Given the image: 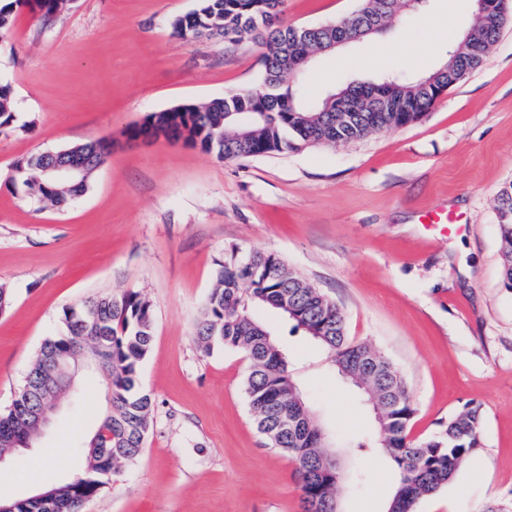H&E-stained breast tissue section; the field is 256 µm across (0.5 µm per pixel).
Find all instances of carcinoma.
Returning <instances> with one entry per match:
<instances>
[{
	"label": "carcinoma",
	"instance_id": "1",
	"mask_svg": "<svg viewBox=\"0 0 512 512\" xmlns=\"http://www.w3.org/2000/svg\"><path fill=\"white\" fill-rule=\"evenodd\" d=\"M408 0H360L350 18L334 27L304 34L282 23V0H198L194 19L176 18L174 33L183 38L222 37L228 43L251 38L263 46V69L255 89L265 92L285 79H303L307 65L295 67L303 40L325 42L345 33H355L372 20L388 28ZM62 0H9L0 5V33L10 28L12 16L22 5L44 17L60 9ZM505 22L492 21L474 13L461 43L448 60L426 78L457 83L484 63L497 42ZM421 79L383 77L385 93L392 103H425L419 88ZM355 111L343 126L330 94L308 105L291 88L282 87L268 103L265 117L253 118L251 101L228 94L200 105H180L153 112L147 121L173 125L185 143L219 159H240L301 149L306 143L335 145L364 138L403 123L419 120L421 112H371L364 107L367 84L346 87ZM15 121L11 88L0 82V130ZM246 131L248 135L241 137ZM92 141L74 145L71 154L94 158L77 186H44L42 169L51 160L47 153L31 155L15 165V179L40 202L64 207L88 189L98 165L106 154L94 152ZM496 211L501 239V284L512 290V183L497 198ZM254 306H265L304 332L323 348L337 373L354 386L373 407L376 431L369 439L354 440L357 448H379L391 464L396 479L387 512H415L418 501L447 486L464 461L481 447L482 409L469 405L448 418L441 429L414 442L408 428L415 412L405 382L389 358L369 341L347 335L340 307L320 289L308 284L300 274L276 254L261 250L244 256L231 255L216 274L196 318L194 340L209 354L224 348L244 355L249 361L245 394L257 430L269 444L297 463V479L303 512H338L337 486L340 475L329 464L327 436L312 419L299 387L292 377L288 359L270 329L255 320ZM65 332L46 339L33 367L11 407L0 412V453L7 450L12 436L25 431L36 433L28 415L49 404L58 394L55 384L44 379L55 374L57 365L83 361L72 348L74 340L89 336L88 355L106 366L109 410L91 419L87 440L74 448L83 460L79 479L60 485L54 502L46 507L25 499L0 501L17 506L16 512H74L81 498L94 496L108 482L109 472L134 462L140 455L153 420V401L139 385L138 369L147 357L154 335L152 306L140 293L98 296L77 308L64 310ZM107 449L105 454L89 453L92 443Z\"/></svg>",
	"mask_w": 512,
	"mask_h": 512
}]
</instances>
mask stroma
<instances>
[{
    "label": "stroma",
    "instance_id": "1",
    "mask_svg": "<svg viewBox=\"0 0 512 512\" xmlns=\"http://www.w3.org/2000/svg\"><path fill=\"white\" fill-rule=\"evenodd\" d=\"M197 0H66L51 18L15 13L0 38V80L14 124L0 132V411L22 387L63 312L89 297L140 292L155 315L139 369L153 399L141 455L113 474L84 512H302L295 462L271 448L249 411V365L237 352L203 354L194 318L232 252L281 257L342 309L349 336L369 340L400 371L415 404L411 440L432 435L465 405L484 413L483 446L454 481L416 512H512V291L500 281L496 199L512 182V22L486 61L414 123L333 146L218 159L182 143L134 142L146 116L248 89L264 48L186 39L172 21ZM357 0H284L293 26L345 19ZM473 0H416L369 42L316 58L303 86L320 97L383 75L416 78L439 67L447 43L428 48L421 15L464 34ZM111 139L106 163L65 208L27 197L14 165L28 156ZM451 214V225L423 224ZM284 347L312 417L330 433L343 474L339 512H385L395 474L377 450L344 447L373 435L374 414L327 355L273 310L254 309ZM32 447L0 463L13 498L68 478L72 450L106 400L89 379ZM47 460L37 478L18 459Z\"/></svg>",
    "mask_w": 512,
    "mask_h": 512
}]
</instances>
